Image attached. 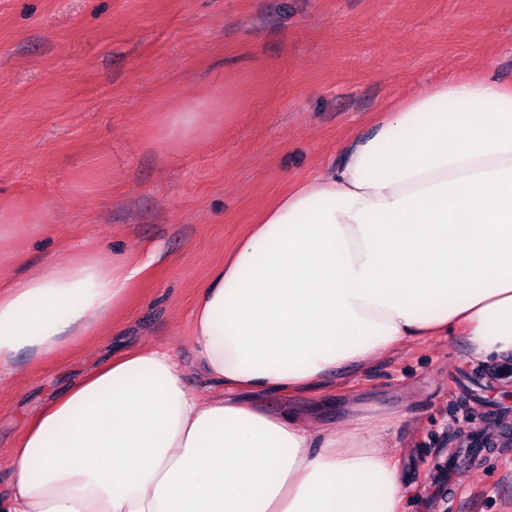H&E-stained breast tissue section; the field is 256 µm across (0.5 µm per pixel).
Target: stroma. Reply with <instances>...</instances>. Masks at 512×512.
Listing matches in <instances>:
<instances>
[{"mask_svg":"<svg viewBox=\"0 0 512 512\" xmlns=\"http://www.w3.org/2000/svg\"><path fill=\"white\" fill-rule=\"evenodd\" d=\"M512 84V0H0V210L19 220L0 283L56 256L148 260L128 304L57 361L0 377V496L25 420L95 365L142 345L174 348L186 385L193 306L211 271L297 180L325 172L352 133L449 74ZM218 97L212 131L167 141L165 113ZM461 336H434L270 410L344 423L351 396L407 423L391 429L403 512H432L436 464L460 434H512L507 398L477 388ZM448 512H512V453L487 449L445 473Z\"/></svg>","mask_w":512,"mask_h":512,"instance_id":"obj_1","label":"stroma"}]
</instances>
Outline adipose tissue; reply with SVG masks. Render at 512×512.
<instances>
[{"label": "adipose tissue", "mask_w": 512, "mask_h": 512, "mask_svg": "<svg viewBox=\"0 0 512 512\" xmlns=\"http://www.w3.org/2000/svg\"><path fill=\"white\" fill-rule=\"evenodd\" d=\"M142 271L88 252L0 289V372L108 323ZM458 330L471 362L512 357V84L488 76L395 103L225 255L191 327L223 394L190 390L170 349L94 367L28 419L0 512H401L385 438L406 412L336 429L266 398Z\"/></svg>", "instance_id": "ef3b65f1"}]
</instances>
